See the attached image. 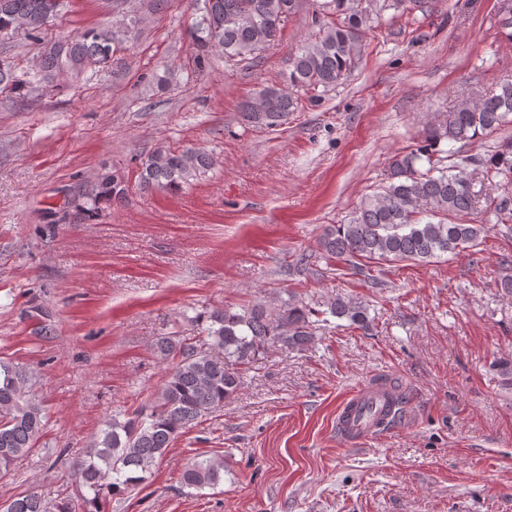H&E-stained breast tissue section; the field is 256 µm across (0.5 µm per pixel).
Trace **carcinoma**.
I'll return each mask as SVG.
<instances>
[{"label": "carcinoma", "mask_w": 512, "mask_h": 512, "mask_svg": "<svg viewBox=\"0 0 512 512\" xmlns=\"http://www.w3.org/2000/svg\"><path fill=\"white\" fill-rule=\"evenodd\" d=\"M145 10L129 9L122 23L85 28L52 39L50 22L63 0H0V28L10 27L15 39L38 49L33 68L18 70L0 46V94L25 97L43 85L57 86L64 75H80L91 67L122 65L117 52L135 43L145 16L159 14L167 0H139ZM303 0H203L200 15L189 30L192 44L206 53L244 62L278 45L289 20ZM429 0H316L312 11L318 27L313 40L289 53L287 88L267 86L241 104L248 124L275 129L288 123L304 97L314 98L347 76L357 61L371 22L382 13L425 12ZM500 28L512 39V0H501ZM512 115V80L497 90L463 102L443 120L429 121L420 144L394 155L386 181L365 197L346 224L325 228L320 255L302 253L293 265L297 273L318 274L317 262H350L367 284H375L371 265L414 261L429 263L444 255L474 247L490 231L474 216H492L512 232V143L490 154L450 158L444 141H471L497 130ZM213 168L212 157L199 149L158 147L141 163L144 189L180 190ZM124 194L114 174L99 177L87 194V210L102 200ZM346 318L368 327L364 306L338 295L318 312L291 293L272 302L258 301L198 313L186 321L201 327L199 339L177 333L156 344L157 353L175 365L149 406L105 424L101 434L74 467L80 499L51 500L32 492L5 503L0 512H83L94 506L103 512L110 498L147 479L170 445L189 424L224 407L243 385L246 372L272 344L287 350L312 349L320 330L318 315ZM34 372L0 360V479L16 462L32 454L46 418L44 401L33 390ZM224 476L217 458L195 460L182 474L186 488L215 487Z\"/></svg>", "instance_id": "carcinoma-1"}]
</instances>
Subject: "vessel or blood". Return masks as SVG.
<instances>
[{
    "label": "vessel or blood",
    "instance_id": "vessel-or-blood-1",
    "mask_svg": "<svg viewBox=\"0 0 512 512\" xmlns=\"http://www.w3.org/2000/svg\"><path fill=\"white\" fill-rule=\"evenodd\" d=\"M385 390L370 385L353 393L341 406L336 417V434L347 442L376 435L385 414Z\"/></svg>",
    "mask_w": 512,
    "mask_h": 512
}]
</instances>
